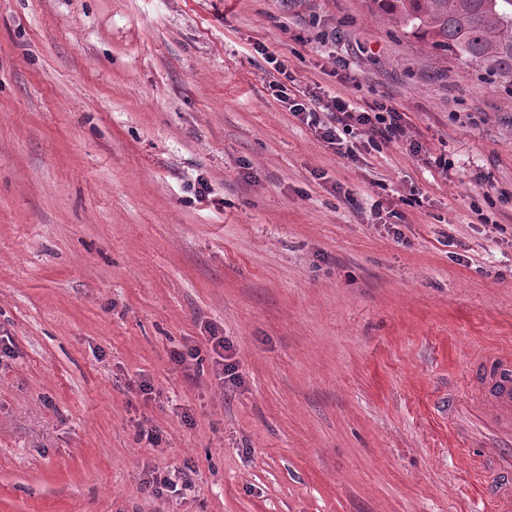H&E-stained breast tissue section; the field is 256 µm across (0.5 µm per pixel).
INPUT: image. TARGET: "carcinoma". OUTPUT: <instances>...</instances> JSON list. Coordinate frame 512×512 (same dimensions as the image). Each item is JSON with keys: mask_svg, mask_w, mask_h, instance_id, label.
Listing matches in <instances>:
<instances>
[{"mask_svg": "<svg viewBox=\"0 0 512 512\" xmlns=\"http://www.w3.org/2000/svg\"><path fill=\"white\" fill-rule=\"evenodd\" d=\"M412 36L512 88V0H371Z\"/></svg>", "mask_w": 512, "mask_h": 512, "instance_id": "cac0c4a2", "label": "carcinoma"}]
</instances>
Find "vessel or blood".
Wrapping results in <instances>:
<instances>
[{
    "label": "vessel or blood",
    "instance_id": "obj_1",
    "mask_svg": "<svg viewBox=\"0 0 512 512\" xmlns=\"http://www.w3.org/2000/svg\"><path fill=\"white\" fill-rule=\"evenodd\" d=\"M496 372L487 400H448V428L459 447L478 449L473 466L492 512H512V358L493 356Z\"/></svg>",
    "mask_w": 512,
    "mask_h": 512
}]
</instances>
